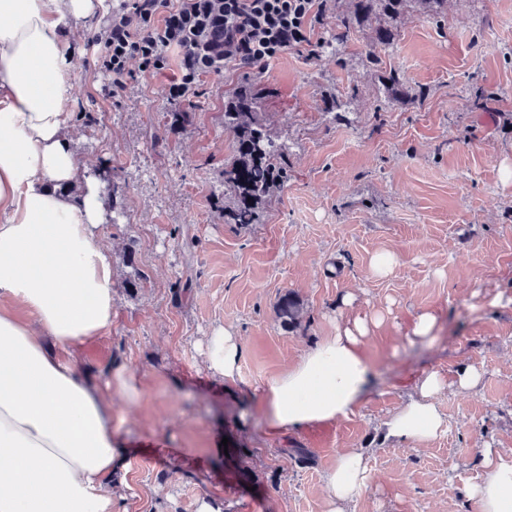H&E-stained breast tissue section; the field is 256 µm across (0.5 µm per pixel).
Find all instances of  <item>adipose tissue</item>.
<instances>
[{
    "label": "adipose tissue",
    "instance_id": "adipose-tissue-1",
    "mask_svg": "<svg viewBox=\"0 0 512 512\" xmlns=\"http://www.w3.org/2000/svg\"><path fill=\"white\" fill-rule=\"evenodd\" d=\"M107 0H0V512H117L114 476L128 447L112 398H141L125 366L78 374L76 350L112 329L115 275L97 233L106 217L72 150L73 49ZM367 321L337 324L263 390L272 430L348 417L372 367ZM243 350L233 327L209 336L208 370L234 380ZM426 372L386 423L389 437L422 443L445 428ZM470 490L481 512H512V461L484 449ZM361 450L343 452L325 478V512H346L365 486Z\"/></svg>",
    "mask_w": 512,
    "mask_h": 512
}]
</instances>
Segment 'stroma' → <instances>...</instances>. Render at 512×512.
Masks as SVG:
<instances>
[{"instance_id":"obj_1","label":"stroma","mask_w":512,"mask_h":512,"mask_svg":"<svg viewBox=\"0 0 512 512\" xmlns=\"http://www.w3.org/2000/svg\"><path fill=\"white\" fill-rule=\"evenodd\" d=\"M108 0L74 48L72 147L94 170L112 162L123 194L101 181L117 284L112 331L80 346L78 370H137L138 404L114 422L131 450L120 476L126 512H324V476L345 449L365 453V488L349 512H481L469 486L484 476L483 449L512 459V0H448L440 18L412 11L397 36L365 58L370 24L336 51L289 49L267 64L201 75L190 99L170 100L181 76L165 67L131 76L113 94L98 53ZM397 70L409 94L387 96L381 69ZM256 91L269 133L288 147V180L257 223L224 220L225 163L234 143L224 102ZM340 110L327 111L331 99ZM167 112L191 119L170 132ZM396 258L375 275V257ZM139 276L137 290L123 286ZM302 304L284 326L279 299ZM353 305H346V294ZM507 298L504 306L496 297ZM438 316L436 336L413 340L415 318ZM381 316L365 339L375 384L347 418L299 431H272L261 390L337 320ZM234 327L243 346L238 375L213 376L208 336ZM482 374L461 393L458 374ZM447 382L437 405L447 427L419 444L385 436V422L416 379ZM228 453L216 456L219 438ZM309 462L296 464L291 451Z\"/></svg>"}]
</instances>
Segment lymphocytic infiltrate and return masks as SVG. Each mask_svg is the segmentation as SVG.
Segmentation results:
<instances>
[{
  "mask_svg": "<svg viewBox=\"0 0 512 512\" xmlns=\"http://www.w3.org/2000/svg\"><path fill=\"white\" fill-rule=\"evenodd\" d=\"M324 7L323 0H134L132 11L110 19L99 60L119 92L131 61L146 71L159 69L168 51L178 49L182 75L167 94L185 98L201 72L261 65L311 46Z\"/></svg>",
  "mask_w": 512,
  "mask_h": 512,
  "instance_id": "obj_1",
  "label": "lymphocytic infiltrate"
}]
</instances>
